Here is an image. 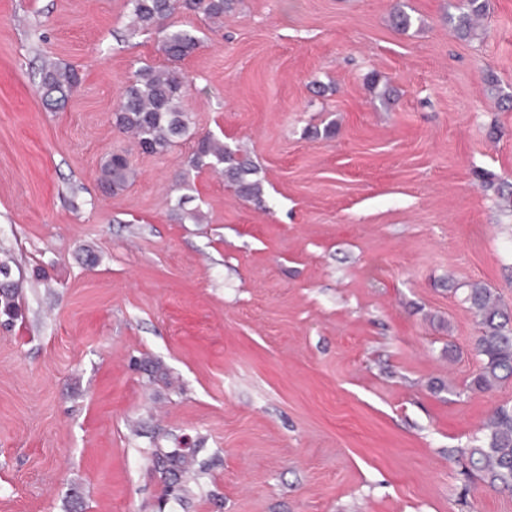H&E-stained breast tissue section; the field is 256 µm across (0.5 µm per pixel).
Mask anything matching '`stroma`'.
<instances>
[{"instance_id": "obj_1", "label": "stroma", "mask_w": 512, "mask_h": 512, "mask_svg": "<svg viewBox=\"0 0 512 512\" xmlns=\"http://www.w3.org/2000/svg\"><path fill=\"white\" fill-rule=\"evenodd\" d=\"M459 3L176 8L202 39L179 64L190 134L149 155L113 111L167 59L128 36L126 0H0V261L20 282L0 512H512L457 461L512 382L467 390L478 326L455 291L512 312V210L484 185L512 178V0L465 38ZM45 59L80 76L55 111ZM206 132L248 154L262 202L188 166ZM114 153L136 177L109 195ZM153 448L204 466L185 502L159 508Z\"/></svg>"}]
</instances>
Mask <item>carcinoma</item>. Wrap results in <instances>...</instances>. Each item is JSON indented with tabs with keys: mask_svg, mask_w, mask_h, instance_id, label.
I'll list each match as a JSON object with an SVG mask.
<instances>
[{
	"mask_svg": "<svg viewBox=\"0 0 512 512\" xmlns=\"http://www.w3.org/2000/svg\"><path fill=\"white\" fill-rule=\"evenodd\" d=\"M195 9L207 18L218 20L230 8L231 0H193ZM129 35L154 34L161 51L171 66L140 68L134 80L125 88L114 112L115 126L131 134L137 145L150 154H163L185 137L190 130L188 112L183 107L189 81L177 63L190 55L199 38L193 30L172 22L175 0H127ZM483 0H466L454 31L465 36L475 29V21L484 14ZM78 73L68 64H42L39 84L43 104L54 109L62 106L78 86ZM194 169L210 168L224 174V180L243 198L260 199L263 187L251 161L242 157L241 150L231 149L224 141L210 134L199 137L188 159ZM132 174L128 159L114 154L101 171V183L107 190L124 186ZM18 283L11 280L0 285V314L13 320L18 317ZM464 300L477 318L478 336L474 348L479 358L476 373L469 388L490 391L512 379V327L498 295L492 289L472 283ZM151 456L169 483L164 495L176 501L184 498L186 489L181 477L189 453L183 450L152 449ZM462 466L474 471L489 486L512 492V406L501 405L488 417L482 436L462 452Z\"/></svg>",
	"mask_w": 512,
	"mask_h": 512,
	"instance_id": "carcinoma-1",
	"label": "carcinoma"
}]
</instances>
